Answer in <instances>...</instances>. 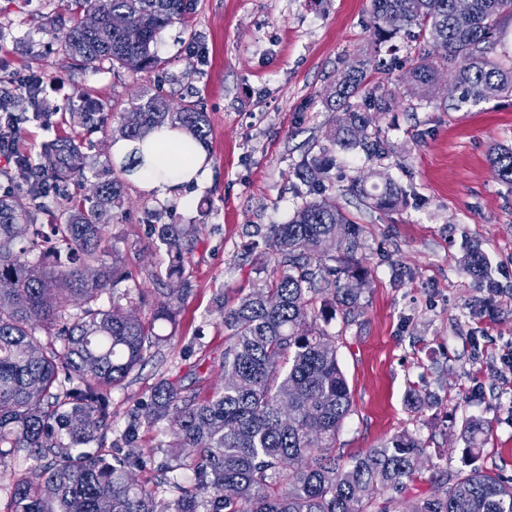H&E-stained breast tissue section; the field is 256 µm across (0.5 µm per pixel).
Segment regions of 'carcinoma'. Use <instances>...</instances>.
<instances>
[{
	"label": "carcinoma",
	"instance_id": "obj_1",
	"mask_svg": "<svg viewBox=\"0 0 512 512\" xmlns=\"http://www.w3.org/2000/svg\"><path fill=\"white\" fill-rule=\"evenodd\" d=\"M469 4L462 18L455 0H371L370 28L378 41L397 34L388 23L395 14L420 44L406 61L402 93L413 108L445 104L439 78L448 67L458 108L512 95V63L488 53L501 18L512 15V0ZM197 5L110 0L100 26L90 31L84 18L98 0H66L77 21L63 32H43L87 69L108 62L133 73L153 71L165 65L154 49L158 36L175 23L189 26ZM37 100L36 92L0 97L13 133L39 116L28 113ZM397 100L392 88L368 80L364 63L325 89L324 106L340 117L316 140L318 151L307 152L293 170L309 199L286 223L269 226L272 278L231 308L218 304L229 331L224 383L199 400L160 380L122 426L114 423L110 391L151 348L171 342L167 328L185 295L183 288L163 294L146 320L132 304L103 299L130 280L106 228L135 161L111 163L95 174V192L61 206L56 223L39 224L35 212L43 200L84 177L81 143L55 137L43 143L40 162L16 157L29 190L0 196V467L21 455L39 465L14 480L12 512H400L408 483L422 468L424 445L404 431L361 454L336 448L353 400L335 337L321 327L336 317V306L357 304V292L340 287L341 276L360 277L354 223L328 196L335 154L383 158L387 146L371 128L370 113L390 112ZM74 117L115 139L140 140L163 125L203 142L211 134L195 103L174 107L148 91L117 116L89 101ZM488 161L499 180L512 184V148L492 149ZM349 191L378 210L404 202L391 179L369 190L366 178L355 177ZM148 228L168 257L167 279H182L197 225L166 224L156 209ZM461 265L478 282L489 276L476 246L464 252ZM39 328L47 341L37 336ZM144 427L170 434L157 470L178 495L166 505L135 478L148 462L140 446ZM468 455V471L446 478L440 493L418 499L409 512H512V484L477 465L480 449L470 447ZM184 470L193 477L189 487Z\"/></svg>",
	"mask_w": 512,
	"mask_h": 512
}]
</instances>
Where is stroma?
Instances as JSON below:
<instances>
[{
    "label": "stroma",
    "instance_id": "obj_1",
    "mask_svg": "<svg viewBox=\"0 0 512 512\" xmlns=\"http://www.w3.org/2000/svg\"><path fill=\"white\" fill-rule=\"evenodd\" d=\"M370 10V0H199L191 31L174 25L158 39L163 67L136 74L107 63L87 70L59 53L41 26H72L60 0H0V91L19 95L31 79L44 86L41 116L23 124L15 146L36 162L48 139H82L86 175L69 185L71 196L88 195L94 172L112 160L111 136L87 133L72 119L83 99L124 112L140 90L160 91L176 103L197 102L210 120L211 188L185 207L128 183L109 229L132 282L153 295L165 255L149 244V211L161 207L164 222L199 227L176 335L113 389L117 423L160 378L201 399L223 383L221 309L274 265L263 244L267 229L288 221L306 192L291 170L334 118L322 91L358 62L415 48L402 32L376 44ZM372 126L387 157L337 154L329 191L356 224L362 273L358 309L327 327L353 399L337 445L356 454L402 431L419 437L426 454L406 495L411 502L464 471L463 427L476 417L490 426L480 466L510 480L512 185L496 178L488 150L512 147V97L445 111L403 100L373 114ZM371 171L377 183L390 178L403 188V206L380 212L349 194L351 178ZM468 245L488 259L483 284L460 266ZM476 299L485 302L478 317L470 314Z\"/></svg>",
    "mask_w": 512,
    "mask_h": 512
}]
</instances>
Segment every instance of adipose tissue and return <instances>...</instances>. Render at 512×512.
I'll return each mask as SVG.
<instances>
[{"label":"adipose tissue","instance_id":"adipose-tissue-1","mask_svg":"<svg viewBox=\"0 0 512 512\" xmlns=\"http://www.w3.org/2000/svg\"><path fill=\"white\" fill-rule=\"evenodd\" d=\"M186 141L183 132L164 125L143 140L118 141L113 144L112 153L119 161L130 155L139 157L141 163L132 175L133 180L159 197L188 206L194 201L193 189H206L213 175L205 162L206 145L195 141L186 150L182 147Z\"/></svg>","mask_w":512,"mask_h":512}]
</instances>
